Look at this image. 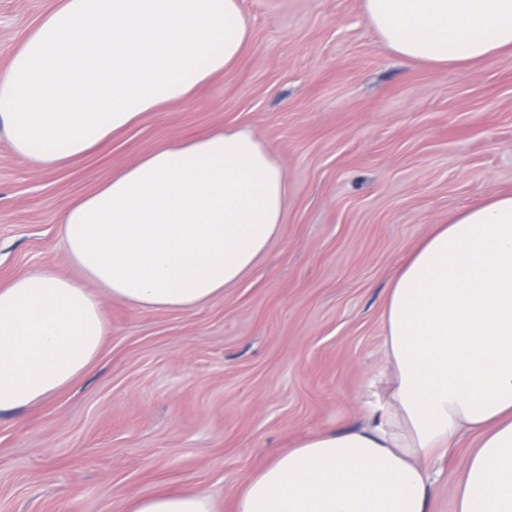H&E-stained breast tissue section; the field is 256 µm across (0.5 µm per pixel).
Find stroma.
<instances>
[{"mask_svg": "<svg viewBox=\"0 0 512 512\" xmlns=\"http://www.w3.org/2000/svg\"><path fill=\"white\" fill-rule=\"evenodd\" d=\"M54 4L0 0V68ZM243 5L239 62L102 150L38 170L0 129V285L38 267L78 277L59 238L67 208L160 145L248 126L289 187L280 238L223 297L167 312L105 301L110 334L86 376L0 413V512H126L158 489L232 512L276 453L358 421L410 252L512 192V51L434 67L384 48L362 0ZM473 446L435 460L428 512H455Z\"/></svg>", "mask_w": 512, "mask_h": 512, "instance_id": "stroma-1", "label": "stroma"}]
</instances>
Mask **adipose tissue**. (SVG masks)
Masks as SVG:
<instances>
[{
    "mask_svg": "<svg viewBox=\"0 0 512 512\" xmlns=\"http://www.w3.org/2000/svg\"><path fill=\"white\" fill-rule=\"evenodd\" d=\"M383 46L438 66L512 50V0H363ZM251 39L243 0H57L0 70V126L50 169L192 98ZM288 180L245 126L164 144L66 211L73 279L29 270L0 287V412L76 384L109 328L103 300L189 310L223 296L282 233ZM388 395L359 423L278 453L234 512H427L436 453L476 445L455 512H512V193L438 225L388 291ZM126 512H217L203 491L159 490Z\"/></svg>",
    "mask_w": 512,
    "mask_h": 512,
    "instance_id": "ef3b65f1",
    "label": "adipose tissue"
}]
</instances>
